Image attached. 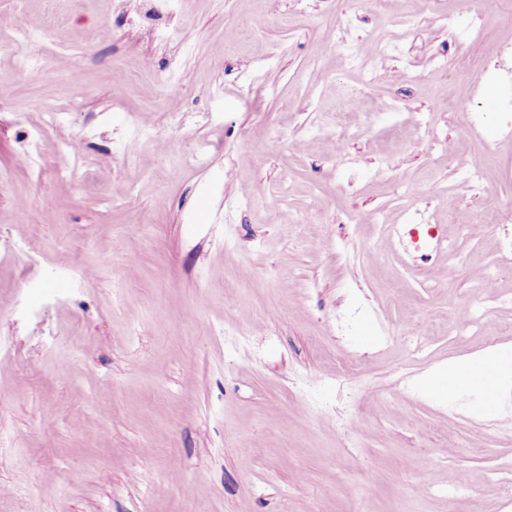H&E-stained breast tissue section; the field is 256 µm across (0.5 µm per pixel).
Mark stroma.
<instances>
[{"mask_svg": "<svg viewBox=\"0 0 512 512\" xmlns=\"http://www.w3.org/2000/svg\"><path fill=\"white\" fill-rule=\"evenodd\" d=\"M459 5L0 0L15 47L0 55V512H182L187 494L200 512H503L491 474L512 457V382L486 411L469 387L443 399L425 385L512 348L496 228L463 238L423 197L456 250L421 262L374 222L405 208L407 182L484 206L457 169L478 151L439 70L479 76L512 29L487 15L460 36L446 24ZM23 19L60 30L38 55L59 83L22 77ZM339 23L355 45L396 33L371 76L324 52ZM110 67L124 88L102 80ZM366 77L372 121L326 129ZM37 111L55 123L34 126ZM157 135L175 150L156 153ZM340 135L348 172L327 149ZM487 147L503 172L489 195L512 211V141ZM487 272L504 297L479 293ZM237 298L253 308L243 336ZM466 304L480 320L459 336ZM414 321L428 324L418 344L402 334ZM455 470L473 495H447ZM422 480L437 494L417 499Z\"/></svg>", "mask_w": 512, "mask_h": 512, "instance_id": "1", "label": "stroma"}]
</instances>
